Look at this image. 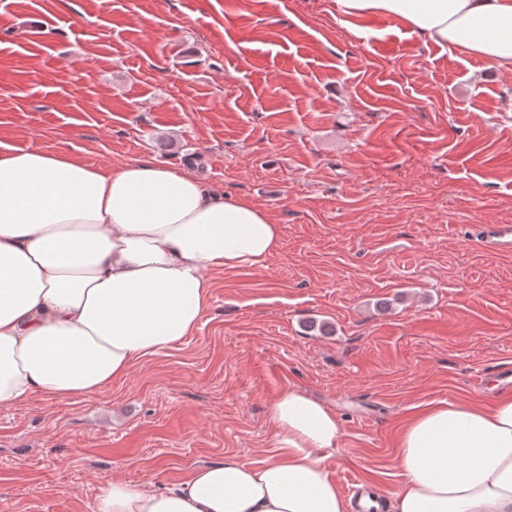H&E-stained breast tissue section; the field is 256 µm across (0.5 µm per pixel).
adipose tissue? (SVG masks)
<instances>
[{"label": "adipose tissue", "mask_w": 512, "mask_h": 512, "mask_svg": "<svg viewBox=\"0 0 512 512\" xmlns=\"http://www.w3.org/2000/svg\"><path fill=\"white\" fill-rule=\"evenodd\" d=\"M403 21L512 72V0H336ZM281 225L154 161L104 168L0 150V406L91 395L197 328L213 272L266 268ZM276 458L195 467L160 490L103 487L96 512H349L324 464L335 414L291 388L272 403ZM394 512H512V395L438 404L403 425Z\"/></svg>", "instance_id": "adipose-tissue-1"}]
</instances>
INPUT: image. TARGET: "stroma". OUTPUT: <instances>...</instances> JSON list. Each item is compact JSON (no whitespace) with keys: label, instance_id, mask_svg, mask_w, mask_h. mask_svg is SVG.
Here are the masks:
<instances>
[{"label":"stroma","instance_id":"obj_1","mask_svg":"<svg viewBox=\"0 0 512 512\" xmlns=\"http://www.w3.org/2000/svg\"><path fill=\"white\" fill-rule=\"evenodd\" d=\"M152 160L282 227L213 273L195 332L94 395L0 407V512H95L115 480L276 456L270 407H330L325 459L393 501L405 419L512 368V72L336 0H0V150ZM333 326L319 332L320 323Z\"/></svg>","mask_w":512,"mask_h":512}]
</instances>
